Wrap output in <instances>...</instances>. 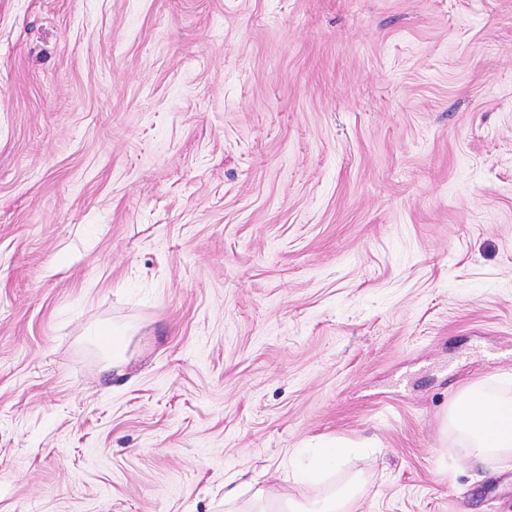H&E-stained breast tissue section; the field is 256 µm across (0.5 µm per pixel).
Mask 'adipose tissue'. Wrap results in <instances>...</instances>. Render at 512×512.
<instances>
[{
    "instance_id": "adipose-tissue-1",
    "label": "adipose tissue",
    "mask_w": 512,
    "mask_h": 512,
    "mask_svg": "<svg viewBox=\"0 0 512 512\" xmlns=\"http://www.w3.org/2000/svg\"><path fill=\"white\" fill-rule=\"evenodd\" d=\"M444 431L455 447L465 449L491 469L512 465V376H492L466 386L453 400L444 419ZM351 446L349 439H321L308 464L299 465L301 480L317 483L333 472ZM357 476L301 502L290 496L256 490L244 512H354L363 495Z\"/></svg>"
}]
</instances>
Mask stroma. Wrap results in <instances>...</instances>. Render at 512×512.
<instances>
[{"label":"stroma","instance_id":"obj_1","mask_svg":"<svg viewBox=\"0 0 512 512\" xmlns=\"http://www.w3.org/2000/svg\"><path fill=\"white\" fill-rule=\"evenodd\" d=\"M507 372L512 0H0V512H512ZM457 448L496 470L512 465V376L477 380L453 400L444 419ZM350 447L352 442L345 437L331 436L321 439L309 463L299 464V478L310 483L320 482L323 477L336 469L337 463ZM365 482L353 476L343 484L318 493L304 503L291 496H280L264 489L256 490L248 505L239 512H354V505L363 495Z\"/></svg>","mask_w":512,"mask_h":512}]
</instances>
